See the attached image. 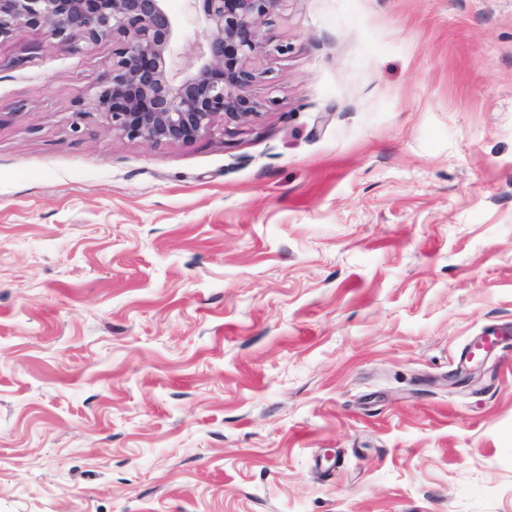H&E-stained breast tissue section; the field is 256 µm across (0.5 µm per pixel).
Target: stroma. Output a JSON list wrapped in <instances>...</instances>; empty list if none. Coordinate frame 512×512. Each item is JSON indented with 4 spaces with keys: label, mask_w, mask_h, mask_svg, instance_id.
Listing matches in <instances>:
<instances>
[{
    "label": "stroma",
    "mask_w": 512,
    "mask_h": 512,
    "mask_svg": "<svg viewBox=\"0 0 512 512\" xmlns=\"http://www.w3.org/2000/svg\"><path fill=\"white\" fill-rule=\"evenodd\" d=\"M261 33L161 145L80 110L111 42L0 43V512H512V0Z\"/></svg>",
    "instance_id": "obj_1"
}]
</instances>
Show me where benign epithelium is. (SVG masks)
Returning <instances> with one entry per match:
<instances>
[{"instance_id": "1", "label": "benign epithelium", "mask_w": 512, "mask_h": 512, "mask_svg": "<svg viewBox=\"0 0 512 512\" xmlns=\"http://www.w3.org/2000/svg\"><path fill=\"white\" fill-rule=\"evenodd\" d=\"M285 0H201L204 44L172 71L176 23L167 0H0V42L20 28L58 45L77 38L115 45L106 75L86 109L114 131L150 144L186 143L257 115L250 62L262 48L261 26Z\"/></svg>"}]
</instances>
